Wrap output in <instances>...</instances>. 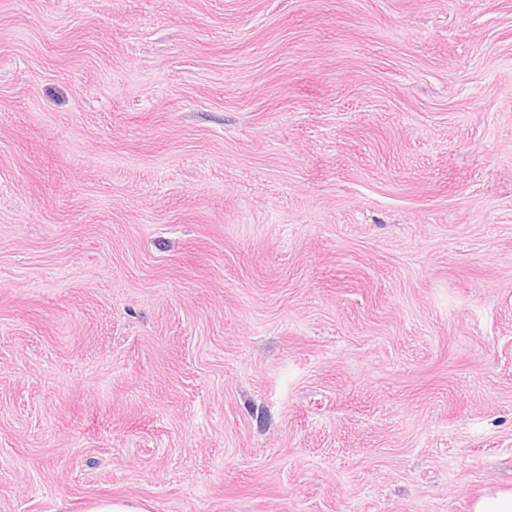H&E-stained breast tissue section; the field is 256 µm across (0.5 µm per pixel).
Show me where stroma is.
Listing matches in <instances>:
<instances>
[{
    "mask_svg": "<svg viewBox=\"0 0 512 512\" xmlns=\"http://www.w3.org/2000/svg\"><path fill=\"white\" fill-rule=\"evenodd\" d=\"M512 492V0H0V512Z\"/></svg>",
    "mask_w": 512,
    "mask_h": 512,
    "instance_id": "35a3bbf8",
    "label": "stroma"
}]
</instances>
